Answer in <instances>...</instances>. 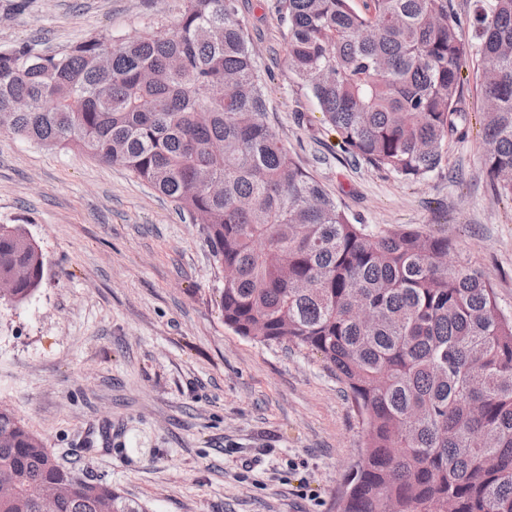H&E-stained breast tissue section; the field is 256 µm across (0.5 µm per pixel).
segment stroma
Instances as JSON below:
<instances>
[{
    "instance_id": "35a3bbf8",
    "label": "stroma",
    "mask_w": 512,
    "mask_h": 512,
    "mask_svg": "<svg viewBox=\"0 0 512 512\" xmlns=\"http://www.w3.org/2000/svg\"><path fill=\"white\" fill-rule=\"evenodd\" d=\"M277 0H237L266 83V121L360 224L448 237L449 264L492 283L512 315V205L479 125L410 181L351 158L289 76ZM181 0H0V50L61 51L143 36ZM0 224L22 225L46 275L0 305V406L61 461L146 512H336L364 447L351 396L319 355L224 322V273L200 225L119 164L0 134Z\"/></svg>"
}]
</instances>
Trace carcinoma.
<instances>
[{"label":"carcinoma","mask_w":512,"mask_h":512,"mask_svg":"<svg viewBox=\"0 0 512 512\" xmlns=\"http://www.w3.org/2000/svg\"><path fill=\"white\" fill-rule=\"evenodd\" d=\"M280 0L290 74L356 159L407 180L441 167L469 128L461 71L480 57L482 161L512 201V0H476L463 42L448 0ZM174 30L0 52V133L119 163L206 218L224 323L321 355L366 426L341 512H512V317L491 282L444 266L453 245L418 229L354 224L265 121V87L236 0H182ZM219 181L224 193L208 184ZM38 244L0 225L1 297L44 280ZM359 302L376 313L363 324ZM0 512H143L97 482L74 487L21 418L0 407Z\"/></svg>","instance_id":"cac0c4a2"}]
</instances>
